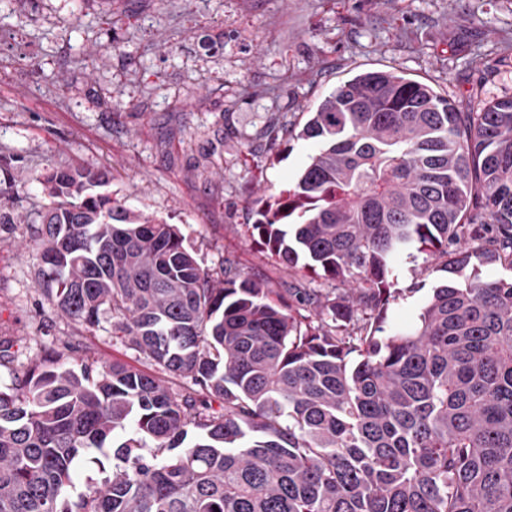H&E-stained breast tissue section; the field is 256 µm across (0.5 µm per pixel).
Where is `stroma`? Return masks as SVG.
Wrapping results in <instances>:
<instances>
[{
    "label": "stroma",
    "instance_id": "stroma-1",
    "mask_svg": "<svg viewBox=\"0 0 512 512\" xmlns=\"http://www.w3.org/2000/svg\"><path fill=\"white\" fill-rule=\"evenodd\" d=\"M427 82L463 112L512 96V0H0V156L17 223L0 224V386L52 341L78 358L148 368L112 333L44 300L34 219L46 169H105L113 199L177 225L201 267L287 286L248 232L264 189L293 184L312 142L270 146L281 115L303 126L365 71ZM386 325L416 322L446 272L409 249L395 261Z\"/></svg>",
    "mask_w": 512,
    "mask_h": 512
}]
</instances>
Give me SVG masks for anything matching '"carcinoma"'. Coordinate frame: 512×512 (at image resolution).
Instances as JSON below:
<instances>
[{"mask_svg":"<svg viewBox=\"0 0 512 512\" xmlns=\"http://www.w3.org/2000/svg\"><path fill=\"white\" fill-rule=\"evenodd\" d=\"M291 187L250 236L320 288L215 277L175 224L116 205L100 172L52 167L35 247L43 297L150 369L61 341L0 388V512H512V96L461 112L390 70L324 96ZM14 195L0 158V197ZM489 232L493 249L472 250ZM448 280L388 331L392 258ZM190 386L174 389L169 379ZM112 460L70 496L91 450Z\"/></svg>","mask_w":512,"mask_h":512,"instance_id":"1","label":"carcinoma"}]
</instances>
